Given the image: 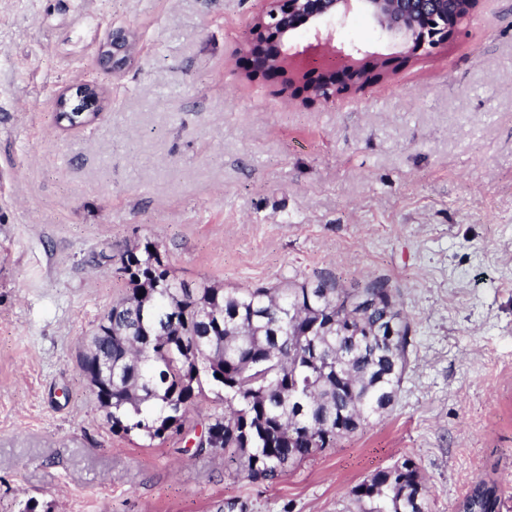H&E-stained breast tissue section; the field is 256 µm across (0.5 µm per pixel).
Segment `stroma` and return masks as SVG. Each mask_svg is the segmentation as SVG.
<instances>
[{
    "label": "stroma",
    "instance_id": "obj_1",
    "mask_svg": "<svg viewBox=\"0 0 512 512\" xmlns=\"http://www.w3.org/2000/svg\"><path fill=\"white\" fill-rule=\"evenodd\" d=\"M264 6L0 0V512H349L404 457L430 512L480 479L512 512V0L403 61L352 23L384 76L327 102L245 64ZM85 82L98 118L57 125ZM146 240L193 284L388 279L412 325L396 403L272 483L193 455L213 395L165 441L112 433L78 359ZM99 94V88L94 84L83 83L71 88L57 99L56 122L67 128L88 125L96 115L84 114L80 116L79 112L84 113L88 111L98 101ZM80 100H84V105L79 111L71 112L69 103L79 104L81 103Z\"/></svg>",
    "mask_w": 512,
    "mask_h": 512
}]
</instances>
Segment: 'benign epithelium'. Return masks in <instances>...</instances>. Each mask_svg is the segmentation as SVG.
<instances>
[{
  "mask_svg": "<svg viewBox=\"0 0 512 512\" xmlns=\"http://www.w3.org/2000/svg\"><path fill=\"white\" fill-rule=\"evenodd\" d=\"M480 0H267V7L252 26V37L244 51L254 64L268 75L283 77L300 69L298 53L290 52V40L296 29L311 23L315 43L310 50L325 49L339 56L342 66L330 75L296 85L284 81L293 93L311 99L329 100L357 90L371 80L381 78L375 68L360 66L357 55L362 48L339 41L340 32L353 20L363 18L379 37L404 49L409 58L430 51L469 20ZM99 98V88L83 83L57 99V111H70L69 104L83 103L84 113Z\"/></svg>",
  "mask_w": 512,
  "mask_h": 512,
  "instance_id": "1",
  "label": "benign epithelium"
}]
</instances>
